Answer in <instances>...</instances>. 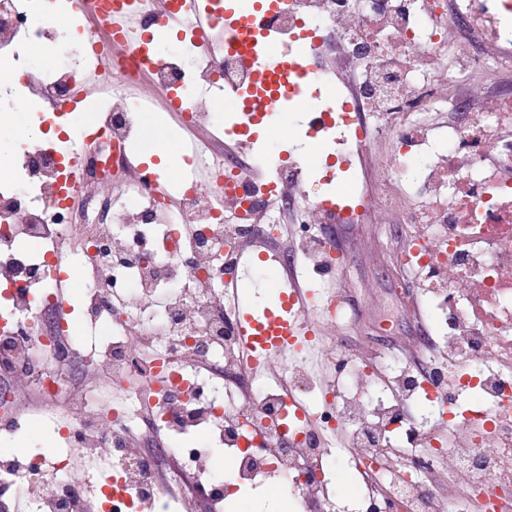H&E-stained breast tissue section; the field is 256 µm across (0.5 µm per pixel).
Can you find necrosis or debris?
Wrapping results in <instances>:
<instances>
[{
    "label": "necrosis or debris",
    "instance_id": "1",
    "mask_svg": "<svg viewBox=\"0 0 512 512\" xmlns=\"http://www.w3.org/2000/svg\"><path fill=\"white\" fill-rule=\"evenodd\" d=\"M182 0H132L124 13L152 21L176 14V50L130 42L113 24L112 0H84L79 46H69L47 0H0V58L39 46H68L66 62L23 77L0 76V102L37 103L47 129L20 148L0 185V436L39 421L64 445L0 455V512L17 495L37 512H89L83 487L70 483V449L107 450L109 473L96 489L99 512H150L163 503L162 477L195 494L210 490L208 512H223L230 490L275 495L293 489V512H337L336 456L353 462L361 512H454L442 494L448 470L461 474L479 512H512V0H272L245 35L227 30L224 0H211L220 40L197 29ZM298 54L306 94L296 85L265 93L251 63L260 50ZM152 77V96L178 112L191 134L192 160L205 180L178 196L158 192L148 173L125 176L128 146L143 109L130 87ZM231 90L261 112L307 101V138L335 136L324 169L355 174L358 204L313 193L300 157L257 154V173L214 146L252 144L245 120L216 121L212 98ZM100 115L76 137L67 116L87 100ZM466 113L435 124V112ZM392 144L396 160L376 167L373 142ZM300 205L305 229L296 253L313 272H335L328 240L312 228L373 224L376 204L406 227L400 271L435 282L440 332L423 368H388L374 353L353 363L352 390L314 391L304 356L286 347L250 357L237 335L238 310L226 296L227 269L252 244L267 241L273 209ZM35 240L38 251L26 250ZM81 266L84 276H71ZM75 294L78 305L64 303ZM107 319L96 348L74 327ZM263 375L257 391L243 383ZM111 380L96 402L85 380ZM477 400L465 411V392ZM425 400L449 414L448 438L403 427L405 406ZM347 429L344 448L329 437ZM175 438L152 452L142 437ZM202 436L224 449L216 476Z\"/></svg>",
    "mask_w": 512,
    "mask_h": 512
}]
</instances>
